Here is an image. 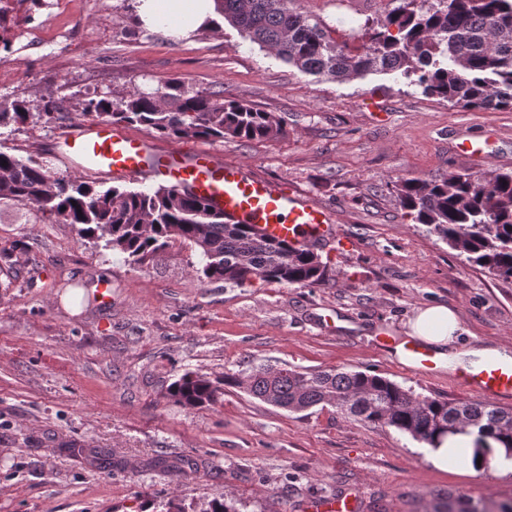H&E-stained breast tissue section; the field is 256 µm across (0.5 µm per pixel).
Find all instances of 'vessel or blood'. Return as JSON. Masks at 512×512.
<instances>
[{
    "mask_svg": "<svg viewBox=\"0 0 512 512\" xmlns=\"http://www.w3.org/2000/svg\"><path fill=\"white\" fill-rule=\"evenodd\" d=\"M57 142L58 157L73 170L167 184L191 193L231 221L254 225L261 235L293 246L339 234L331 214L318 203L254 175L243 165L225 162L207 148L187 153L174 145L159 146L105 121L75 122ZM404 349L414 370L435 369L428 348L409 342ZM451 378L459 389L476 398L512 401L511 362L461 367L452 371Z\"/></svg>",
    "mask_w": 512,
    "mask_h": 512,
    "instance_id": "vessel-or-blood-1",
    "label": "vessel or blood"
}]
</instances>
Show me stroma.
I'll list each match as a JSON object with an SVG mask.
<instances>
[{
    "label": "stroma",
    "instance_id": "1",
    "mask_svg": "<svg viewBox=\"0 0 512 512\" xmlns=\"http://www.w3.org/2000/svg\"><path fill=\"white\" fill-rule=\"evenodd\" d=\"M137 0L26 4L0 26V57L28 78L0 83V101L53 96L64 111L108 92L121 98L177 78L283 118L277 139H185L248 165L327 209L352 246L316 252L328 283L236 287L197 273L180 242L140 265L51 224L31 205L0 203V512H206L225 497L237 512H308L358 492L363 512H433L449 492L512 500V465L440 471L425 444L368 427L335 408L291 413L226 388L217 405L187 409L168 385L186 372L247 374L261 363L372 371L422 396L457 401L448 373L425 375L381 351V331L404 339L418 309L456 311L458 345L512 352V284L491 278L414 223L399 180L512 171V111L469 110L426 95L396 74L339 81L310 75L230 25L171 42L143 28ZM336 35L390 8L388 0H302ZM53 33L27 49L30 28ZM41 122L0 127V150L69 169ZM489 152L474 164L462 150ZM111 284L102 305L96 284ZM184 465L176 478L168 465Z\"/></svg>",
    "mask_w": 512,
    "mask_h": 512
}]
</instances>
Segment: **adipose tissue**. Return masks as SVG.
Returning a JSON list of instances; mask_svg holds the SVG:
<instances>
[{
	"instance_id": "obj_1",
	"label": "adipose tissue",
	"mask_w": 512,
	"mask_h": 512,
	"mask_svg": "<svg viewBox=\"0 0 512 512\" xmlns=\"http://www.w3.org/2000/svg\"><path fill=\"white\" fill-rule=\"evenodd\" d=\"M138 16L146 28L171 38H182L211 28L220 13L216 0H138ZM459 330L455 311L438 304L419 309L409 322L408 334L444 362L456 351ZM473 440L470 434L444 436L437 448L430 450L429 460L442 470L458 461L464 469L477 471Z\"/></svg>"
}]
</instances>
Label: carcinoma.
I'll use <instances>...</instances> for the list:
<instances>
[{
  "mask_svg": "<svg viewBox=\"0 0 512 512\" xmlns=\"http://www.w3.org/2000/svg\"><path fill=\"white\" fill-rule=\"evenodd\" d=\"M241 36L276 52L304 73L327 72L344 80L376 71L400 73L452 106L512 110V0H398L380 18L365 20L338 40L297 0H217ZM112 124L140 125L163 138L269 140L284 134L270 112L224 96L222 90L189 91L170 79L162 92L112 93L77 102L63 112L52 97H17L0 107V125L42 121L67 127L75 114ZM398 201L417 224L492 278L512 284V171L486 180L450 172L440 178L404 179ZM34 205L50 221L78 227V235L141 264L170 244L196 247L211 281L245 286L255 281L301 287L326 283V265L314 250L267 239L251 224L231 223L189 193L165 185L152 192L104 188L81 174L60 176L43 164L0 151V202ZM242 384L235 374L187 372L168 396L189 408L213 406L224 388ZM250 395L289 412L331 406L364 425L392 427L436 447L444 435H475V453L496 441L512 455V410L492 403L448 402L417 396L378 374L335 368L300 370L260 364L247 376ZM435 512H512V500L474 499L460 491Z\"/></svg>",
  "mask_w": 512,
  "mask_h": 512,
  "instance_id": "carcinoma-1",
  "label": "carcinoma"
}]
</instances>
